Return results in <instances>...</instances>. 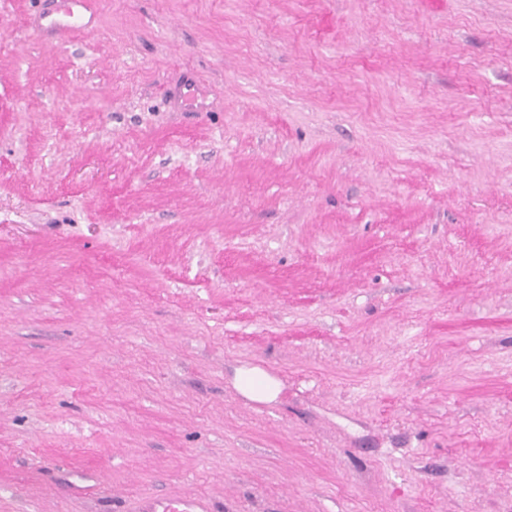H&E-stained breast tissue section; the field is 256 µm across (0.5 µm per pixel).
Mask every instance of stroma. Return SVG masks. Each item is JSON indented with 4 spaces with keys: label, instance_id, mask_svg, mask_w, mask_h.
Returning a JSON list of instances; mask_svg holds the SVG:
<instances>
[{
    "label": "stroma",
    "instance_id": "obj_1",
    "mask_svg": "<svg viewBox=\"0 0 512 512\" xmlns=\"http://www.w3.org/2000/svg\"><path fill=\"white\" fill-rule=\"evenodd\" d=\"M53 7L0 0V512H512V0ZM56 7L54 9L55 15L46 13L43 15L46 24L40 26L43 33L55 38L64 37L73 27L66 20L74 13V7H79L82 12L92 15V4L94 0H55ZM237 388L248 399L268 402L276 399L280 382L263 370L251 368L240 373ZM161 506L162 510L155 507ZM131 512H208V506L202 498L192 496H181L178 498H169L154 503L139 504L136 508L130 509Z\"/></svg>",
    "mask_w": 512,
    "mask_h": 512
}]
</instances>
